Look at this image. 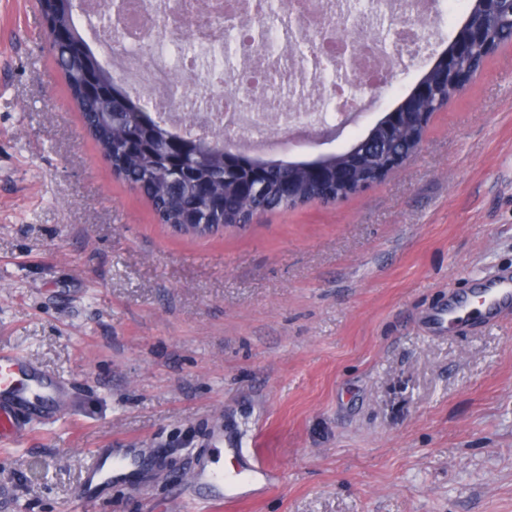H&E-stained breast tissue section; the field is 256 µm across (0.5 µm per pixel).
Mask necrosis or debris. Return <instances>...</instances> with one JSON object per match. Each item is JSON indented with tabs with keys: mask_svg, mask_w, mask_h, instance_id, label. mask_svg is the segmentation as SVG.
Wrapping results in <instances>:
<instances>
[{
	"mask_svg": "<svg viewBox=\"0 0 512 512\" xmlns=\"http://www.w3.org/2000/svg\"><path fill=\"white\" fill-rule=\"evenodd\" d=\"M354 2L295 0L279 13L274 49L246 37L264 19L267 0H80L77 17L103 61L141 98L159 100L175 72L183 73L177 107L166 113L174 126L189 124L209 135L233 132L239 144L263 155L283 131L312 134L329 123L338 97L349 94L355 79L390 85L451 16L440 9L441 0H367L348 37L329 20L351 16ZM177 5L189 9V32L160 33L159 22ZM399 14L410 15L411 24L391 29ZM102 16L119 35L118 47H109L103 36ZM226 17L239 35L229 59ZM309 41L313 51L303 52Z\"/></svg>",
	"mask_w": 512,
	"mask_h": 512,
	"instance_id": "necrosis-or-debris-1",
	"label": "necrosis or debris"
}]
</instances>
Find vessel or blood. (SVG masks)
Instances as JSON below:
<instances>
[{"mask_svg": "<svg viewBox=\"0 0 512 512\" xmlns=\"http://www.w3.org/2000/svg\"><path fill=\"white\" fill-rule=\"evenodd\" d=\"M512 315V274L497 273L481 279L469 295L436 308L428 322L436 332H463L479 322H496ZM71 399L69 385L46 375L27 358L12 350L0 351V444L8 445L26 436L35 420H49L63 413ZM138 459L125 448H99L82 487V498L91 502ZM259 464L238 472L204 465L194 475L197 483L216 490H232L236 484L260 474Z\"/></svg>", "mask_w": 512, "mask_h": 512, "instance_id": "vessel-or-blood-1", "label": "vessel or blood"}]
</instances>
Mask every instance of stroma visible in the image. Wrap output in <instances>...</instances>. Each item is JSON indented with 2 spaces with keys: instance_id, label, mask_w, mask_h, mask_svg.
<instances>
[{
  "instance_id": "stroma-1",
  "label": "stroma",
  "mask_w": 512,
  "mask_h": 512,
  "mask_svg": "<svg viewBox=\"0 0 512 512\" xmlns=\"http://www.w3.org/2000/svg\"><path fill=\"white\" fill-rule=\"evenodd\" d=\"M359 92L367 130L422 74ZM512 271V44L423 146L337 204L208 237L159 224L86 136L35 0H0V348L74 389L0 447V512H184L187 473L256 449L272 489L204 512H512V319L431 336L427 314ZM97 448L137 471L80 499Z\"/></svg>"
}]
</instances>
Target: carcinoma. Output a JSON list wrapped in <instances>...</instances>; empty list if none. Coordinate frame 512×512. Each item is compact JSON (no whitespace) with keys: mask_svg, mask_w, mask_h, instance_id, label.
<instances>
[{"mask_svg":"<svg viewBox=\"0 0 512 512\" xmlns=\"http://www.w3.org/2000/svg\"><path fill=\"white\" fill-rule=\"evenodd\" d=\"M38 2L50 31L63 29L68 35L65 42L53 41V58L100 156L117 178L147 198L159 223L172 230L186 223L185 214L189 212L196 215L199 224L226 225L246 219L255 210H286L312 201L346 197L345 186L336 183L337 170L385 167L383 156L370 146L352 157L343 151L310 161L287 162L255 157L242 150L227 152L224 141L187 129L180 135L158 116L169 101L159 100L155 110H150L141 98L127 91L112 67L104 64L77 24L76 0ZM486 60L487 53L479 46L461 60L460 66L474 76ZM453 97L455 88L441 85L435 99L423 104L421 111L430 117ZM413 134L412 128L398 132L390 138L391 150L408 153ZM178 137L185 142L179 159L181 169L209 181L208 200H199L190 193L188 178L175 180L167 172L165 162L171 160L172 144ZM248 176L266 182L256 196H244L236 186L237 180ZM283 181L294 186L290 199L275 190Z\"/></svg>","mask_w":512,"mask_h":512,"instance_id":"carcinoma-1","label":"carcinoma"}]
</instances>
